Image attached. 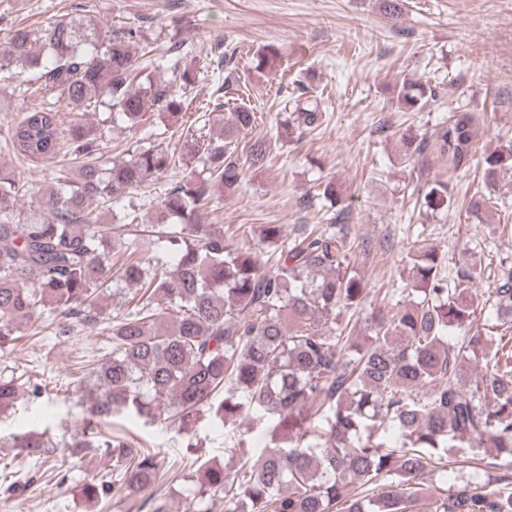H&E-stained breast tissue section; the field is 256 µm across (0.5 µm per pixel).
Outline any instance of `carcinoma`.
<instances>
[{"label":"carcinoma","mask_w":512,"mask_h":512,"mask_svg":"<svg viewBox=\"0 0 512 512\" xmlns=\"http://www.w3.org/2000/svg\"><path fill=\"white\" fill-rule=\"evenodd\" d=\"M140 41L132 28L103 35L82 16L56 21L35 38L18 29L0 51V82L25 83L12 69L23 61L73 106L106 108L114 129L138 130L154 111L176 119L195 70L175 44L162 66L178 89L139 78ZM281 55L278 46H263L254 70H272ZM435 97L425 82L405 79L397 87L407 112ZM291 100L294 127L317 129L322 99L301 84ZM217 121L218 136L190 137L178 153L141 137L129 159L109 168L98 164L109 142L103 128L76 123L64 131L51 107L23 113L9 130L23 161L65 147L84 163L75 178H58L40 212L25 221L15 214L25 184L0 171V352L14 349L38 320L56 336L96 334L106 316L102 295L136 288L127 298L131 308L108 328L109 358L83 380L89 406L67 444L78 454L106 448L112 456V482L89 480L84 497L110 494L117 512H142L146 502L153 512L165 509L151 494L157 454L128 439H100L97 427L107 419H171L189 434L205 415L225 425L248 416L268 424L263 450L232 468L200 464L199 490L184 512H210L206 498L224 502V512H512V271L502 269L488 289L486 301L504 329L486 336L475 326L480 301L468 288L476 267L446 276L442 257L422 244L410 254L409 283L395 289L397 310L366 321L359 339L340 321L366 300L346 225H306L289 241L281 225L262 224L258 244L231 248L224 229L202 221L211 202L238 187L236 144L256 116L242 102ZM475 137L471 113L456 111L430 136H403L405 159L422 165L436 152L449 173L465 171ZM244 149L256 166L273 145L259 136ZM190 163L202 173L176 181L150 224L140 225L131 211L125 223L106 224L92 209ZM483 163L485 186L493 187L497 171L512 168V140ZM491 200L477 191L466 209L478 217ZM417 203L427 212L450 207L449 180L427 183ZM127 226L143 227L165 250L142 249V235L124 232ZM158 296L175 316L158 308ZM40 395L37 383L28 391L0 376V414ZM13 447L36 464L56 445L45 429L18 435ZM474 447L494 449L461 459L486 479L428 487L432 472L448 469L450 451Z\"/></svg>","instance_id":"obj_1"}]
</instances>
